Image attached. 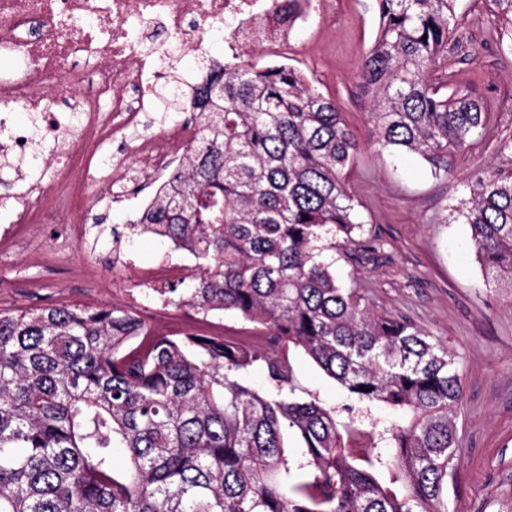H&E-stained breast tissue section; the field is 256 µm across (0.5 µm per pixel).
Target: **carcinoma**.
Wrapping results in <instances>:
<instances>
[{
  "label": "carcinoma",
  "mask_w": 512,
  "mask_h": 512,
  "mask_svg": "<svg viewBox=\"0 0 512 512\" xmlns=\"http://www.w3.org/2000/svg\"><path fill=\"white\" fill-rule=\"evenodd\" d=\"M457 2L374 0L359 66L378 144L444 176L489 127L481 100L449 89ZM489 2L512 51V0ZM207 75L200 137L130 230L191 251L201 275L174 305L233 313L264 343L166 336L114 304L0 311V512H448L456 357L336 278L334 252L377 250L347 189L359 145L343 113L290 65ZM457 212L485 273L512 289V171L476 182ZM296 351L400 420L353 453L360 426L298 394Z\"/></svg>",
  "instance_id": "cac0c4a2"
}]
</instances>
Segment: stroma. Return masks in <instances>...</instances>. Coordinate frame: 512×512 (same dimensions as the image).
<instances>
[{"instance_id":"35a3bbf8","label":"stroma","mask_w":512,"mask_h":512,"mask_svg":"<svg viewBox=\"0 0 512 512\" xmlns=\"http://www.w3.org/2000/svg\"><path fill=\"white\" fill-rule=\"evenodd\" d=\"M334 2L331 14L294 35L290 63L335 101L359 140L348 189L361 204L365 233L381 244L373 254L337 257L336 274L345 284L363 282L376 309L410 318L456 356L464 392L456 415L461 454L457 484L448 491L450 512H512V291L486 279L469 226L452 216L478 175L506 165L499 139L512 137V53L501 52L489 36L493 15L487 0H460L457 40L449 44L448 57L457 88L490 107L491 132L472 139L453 172L437 177L416 156L396 157L377 144L371 97L358 65L374 40L378 16L370 0ZM149 39L170 49L179 72L203 71L224 60L218 38L205 52H193L178 47L157 22ZM137 219L105 186L84 215L82 239H68L65 224L16 225L13 236L0 238V310L112 303L140 310L146 298L139 275L167 259L169 244L127 236ZM144 319L173 335L245 333L233 318L199 323L175 305ZM293 363L305 393L336 407L341 420H361L366 435L393 421L391 410L358 403L304 355ZM366 435L349 440V447L367 446Z\"/></svg>"}]
</instances>
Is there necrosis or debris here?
<instances>
[{
	"label": "necrosis or debris",
	"instance_id": "4bbe7bcc",
	"mask_svg": "<svg viewBox=\"0 0 512 512\" xmlns=\"http://www.w3.org/2000/svg\"><path fill=\"white\" fill-rule=\"evenodd\" d=\"M325 7V0H0V62L10 66L0 72V164L31 162L45 175L15 198L10 223H65L93 182L108 178L126 189L133 168L151 179L150 190L129 197L144 212L180 174L199 137L184 115L197 109L191 92L202 78L176 77L180 100L146 131L161 78L143 47L148 22L164 20L184 47L202 48L215 35L230 58L258 47L284 65L292 34L309 29ZM63 94L73 111L56 108ZM18 108L32 114L31 124H15ZM111 141L119 145L113 153L104 149Z\"/></svg>",
	"mask_w": 512,
	"mask_h": 512
}]
</instances>
